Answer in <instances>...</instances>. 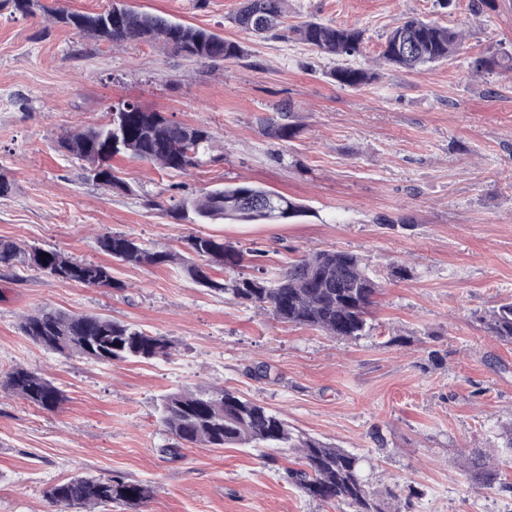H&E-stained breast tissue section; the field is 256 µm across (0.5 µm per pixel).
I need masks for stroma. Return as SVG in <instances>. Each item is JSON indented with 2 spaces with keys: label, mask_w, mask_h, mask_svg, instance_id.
<instances>
[{
  "label": "stroma",
  "mask_w": 512,
  "mask_h": 512,
  "mask_svg": "<svg viewBox=\"0 0 512 512\" xmlns=\"http://www.w3.org/2000/svg\"><path fill=\"white\" fill-rule=\"evenodd\" d=\"M240 42L236 61L200 63L160 45H112L50 28L43 14L0 5V238L112 268V288L43 272L0 271V379L21 366L65 401L43 410L0 390V512H58L45 489L73 476L120 474L149 485L145 512H350L285 482L294 449L176 445L159 421L163 395L226 388L288 421L294 433L343 448L384 512H512V344L478 315L512 301V70L475 74L472 58L512 53V0H288V23L364 32L358 65L370 85L341 87L334 57L293 34L249 35L232 21L241 0H124ZM418 15L462 29L460 50L421 71L388 68L390 28ZM134 102L207 128L214 147L187 173L124 157L129 189L84 180L58 151L67 130L105 122ZM291 104L300 133L267 136ZM250 182L309 209L290 224H196L170 212L187 194ZM123 232L150 250L212 235L260 250L271 272L320 249L348 250L381 291L372 330L340 340L283 324L193 283L180 269L132 267L97 246ZM406 265L411 276L392 277ZM44 307L139 325L169 339L165 358L96 364L24 336ZM481 452L499 474L490 488L463 461Z\"/></svg>",
  "instance_id": "stroma-1"
}]
</instances>
